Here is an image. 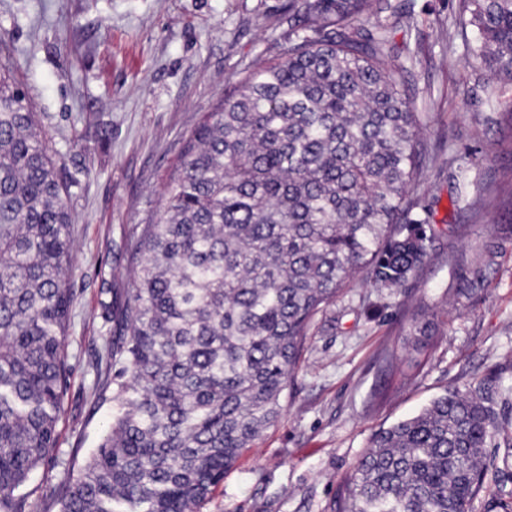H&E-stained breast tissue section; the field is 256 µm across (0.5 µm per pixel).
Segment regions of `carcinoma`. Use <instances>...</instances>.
<instances>
[{"label": "carcinoma", "instance_id": "carcinoma-1", "mask_svg": "<svg viewBox=\"0 0 512 512\" xmlns=\"http://www.w3.org/2000/svg\"><path fill=\"white\" fill-rule=\"evenodd\" d=\"M387 15L398 0H288L294 40L249 69L188 132L164 207L125 240L130 285L101 303L112 338L99 398L112 416L90 460L64 468L58 512H198L224 473L274 426L316 316L364 272L405 286L435 234L417 193L439 156L420 140L395 74ZM455 31L487 77L492 109L512 84V0H460ZM0 38V512H26L30 473L57 448L69 385L72 214ZM495 242L472 276L483 289ZM437 323L413 320L421 353ZM495 394L449 388L372 435L333 512H472L512 465Z\"/></svg>", "mask_w": 512, "mask_h": 512}]
</instances>
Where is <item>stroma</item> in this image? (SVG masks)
Here are the masks:
<instances>
[{"instance_id": "35a3bbf8", "label": "stroma", "mask_w": 512, "mask_h": 512, "mask_svg": "<svg viewBox=\"0 0 512 512\" xmlns=\"http://www.w3.org/2000/svg\"><path fill=\"white\" fill-rule=\"evenodd\" d=\"M411 24L392 37L404 45L420 138L446 163L424 171L418 191L443 237L401 294L375 309L378 292L357 276L344 296L317 316L304 344L279 422L226 471L199 512H331L371 434L417 413L451 386L483 377L498 392L500 419L512 420V87L485 124L475 96L478 61L452 25L459 0H407ZM288 0H0V36L13 49L17 76L68 184L74 252L67 333L72 374L58 423L55 461L29 477L27 512H55L62 463L83 466L112 414L98 397L97 359L110 337L99 316L103 278L124 288L133 277L125 236L154 221L183 136L223 100L244 72L283 55L292 37ZM475 163L460 170L458 157ZM482 194L484 209L467 207ZM499 252L480 296L456 294L461 270L486 238ZM433 318L440 332L419 353L396 320ZM389 349L408 380L382 371Z\"/></svg>"}]
</instances>
